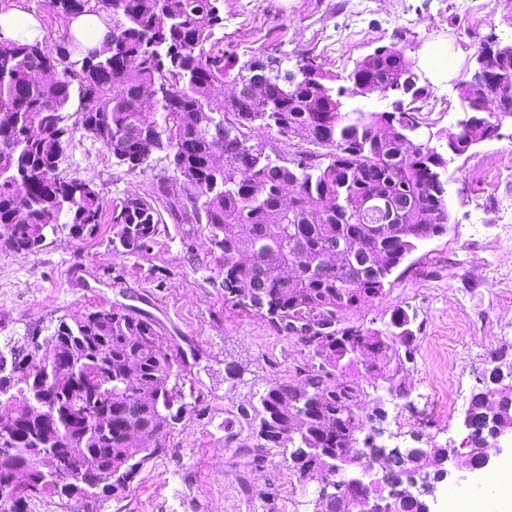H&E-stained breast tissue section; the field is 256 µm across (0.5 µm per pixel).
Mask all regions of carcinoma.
I'll use <instances>...</instances> for the list:
<instances>
[{"instance_id":"cac0c4a2","label":"carcinoma","mask_w":512,"mask_h":512,"mask_svg":"<svg viewBox=\"0 0 512 512\" xmlns=\"http://www.w3.org/2000/svg\"><path fill=\"white\" fill-rule=\"evenodd\" d=\"M63 16L96 15L112 40L80 51L67 33L56 50L0 37V225L13 236L3 249L33 252L48 234L67 227L96 233L102 207L98 185L63 173L74 130L101 143L118 165L143 169L156 154L182 181L183 219L205 224L224 294L265 318L278 333L303 343L311 360L295 382H276L253 407L255 459L282 449L288 469L311 481L346 452L381 408L368 416L364 389L342 382L370 350L378 376L394 382L412 359L415 338L404 313L390 330L343 324V314L382 295L414 251L418 237L442 236L448 220L429 202L428 149L399 155L374 132L389 112L346 111L337 76L316 58L288 67L278 48L243 62H224L215 39L224 28V0H54ZM410 59L390 46L352 73L386 85ZM274 83L272 96L238 101L224 85L241 74ZM232 118H227V115ZM273 129L330 151L274 158L244 129ZM394 205L383 223L382 202ZM161 216L152 200L132 194L112 211V247L144 253ZM341 245L340 267L326 274L320 257ZM54 347L36 343L0 377V411L37 404L30 386L50 362L70 357L81 368L59 390L57 416L35 413L17 428L16 452L0 455V499L9 512L49 494L99 501L121 495L166 448L169 428L184 407L171 384L176 349L157 323L123 307L59 320ZM56 438V455L78 469L72 485L49 477L39 441ZM112 472V484L99 470Z\"/></svg>"}]
</instances>
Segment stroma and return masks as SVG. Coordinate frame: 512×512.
<instances>
[{
    "instance_id": "35a3bbf8",
    "label": "stroma",
    "mask_w": 512,
    "mask_h": 512,
    "mask_svg": "<svg viewBox=\"0 0 512 512\" xmlns=\"http://www.w3.org/2000/svg\"><path fill=\"white\" fill-rule=\"evenodd\" d=\"M489 2L469 12L461 0H224L218 35L225 55L237 61L280 46L293 59L314 56L341 78L374 48L403 47L421 84L446 104L441 116L422 124L442 150L463 117L459 85L479 43L494 37L512 44V0ZM435 42L447 44L452 73L427 68ZM511 153L512 117L504 116L497 136L449 156L447 233L420 245L381 296L346 315L347 324L378 330L397 310L414 319L405 392L363 369L347 378L364 387L367 406L382 404L386 442L458 451L461 475L440 484L439 512H447L449 490L477 491L498 474L491 468L471 477L474 447L463 416L493 368L512 365V173L499 168ZM68 154L67 172L101 190L100 227L78 239L58 230L30 253L0 249V349L30 347L62 318L133 308L155 319L178 347L175 382L185 403L166 452L119 498L87 504L85 512H312L317 483L300 481L279 449L256 462L248 415L274 382L296 379L310 360L308 348L225 302L203 226L180 223L170 211L183 186L166 161L127 171L79 130ZM161 183L167 193L158 197ZM132 193L155 196L162 217L152 247L141 254L119 253L111 244L112 210Z\"/></svg>"
}]
</instances>
